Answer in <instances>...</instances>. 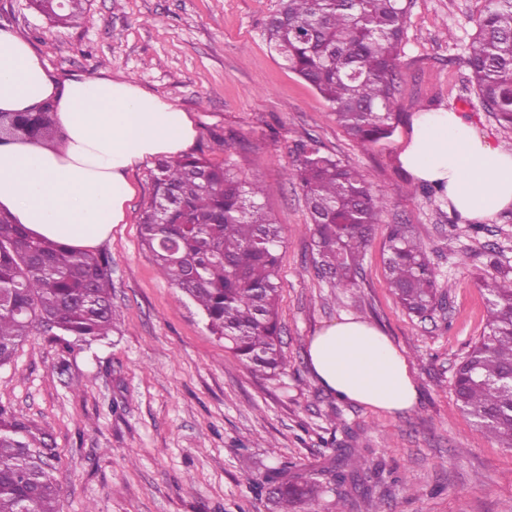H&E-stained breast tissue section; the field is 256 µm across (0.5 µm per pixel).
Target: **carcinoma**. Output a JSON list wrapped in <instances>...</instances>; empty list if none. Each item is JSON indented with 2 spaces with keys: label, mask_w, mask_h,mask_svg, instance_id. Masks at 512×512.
<instances>
[{
  "label": "carcinoma",
  "mask_w": 512,
  "mask_h": 512,
  "mask_svg": "<svg viewBox=\"0 0 512 512\" xmlns=\"http://www.w3.org/2000/svg\"><path fill=\"white\" fill-rule=\"evenodd\" d=\"M90 0H30L54 23L87 12ZM407 0H282L266 26L269 47L329 103L336 121L368 149L390 137L396 119L395 77L408 18ZM463 63L481 107L512 126V0H486ZM52 108L0 112V140H52ZM286 175L306 200L317 273L335 288H352L366 247L386 207L358 170L296 145ZM140 232L160 274L203 312L210 332L253 372H286L278 321V249L282 227L260 202L256 180L203 157L158 162ZM494 274L482 280L487 322L458 364L453 389L462 413L512 450V267L485 254ZM112 261L27 235L0 216V365L10 362L36 326L61 339L90 343L112 332ZM385 271L401 307L421 319L440 305L437 267L403 224L391 226ZM51 435L0 410V512H60ZM359 459L340 448L332 479L355 486ZM277 512L322 491L317 478L288 466L265 474Z\"/></svg>",
  "instance_id": "obj_1"
}]
</instances>
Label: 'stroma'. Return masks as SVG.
<instances>
[{
	"label": "stroma",
	"instance_id": "stroma-1",
	"mask_svg": "<svg viewBox=\"0 0 512 512\" xmlns=\"http://www.w3.org/2000/svg\"><path fill=\"white\" fill-rule=\"evenodd\" d=\"M483 6L412 0L396 75L399 122L365 151L269 48L265 23L280 0H90L71 27L51 25L29 0H0V28L25 38L55 77L124 76L194 113L193 154L259 179L265 209L283 227L278 316L288 369L259 378L158 273L140 234L156 163L130 173L126 221L99 248L112 259L111 335L67 349L38 328L0 366V409L51 434L61 512H271L256 485L267 469L320 475L345 446L362 452L361 485L342 496L327 482L300 512H512V451L458 409L452 388L485 324L480 254L495 248L512 265V210L473 225L397 160L426 105L464 113L512 148V127L484 112L463 62ZM309 138L387 200L350 290L318 276L305 199L285 175ZM394 224L407 225L439 268L445 301L430 319L408 315L388 287ZM344 315L368 320L407 357L413 408L345 402L313 377L309 341Z\"/></svg>",
	"mask_w": 512,
	"mask_h": 512
}]
</instances>
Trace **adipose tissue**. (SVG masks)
<instances>
[{"label":"adipose tissue","instance_id":"ef3b65f1","mask_svg":"<svg viewBox=\"0 0 512 512\" xmlns=\"http://www.w3.org/2000/svg\"><path fill=\"white\" fill-rule=\"evenodd\" d=\"M47 103L62 138L0 143V212L32 237L84 252L124 223L135 193L128 171L156 156L186 154L198 135L193 113L133 79L57 80L27 40L0 29V112ZM398 160L415 181L443 187L449 210L465 220L512 208V150L478 134L462 113H417ZM308 361L338 399L388 412L417 401L406 358L364 319L344 315L323 327L309 342Z\"/></svg>","mask_w":512,"mask_h":512}]
</instances>
